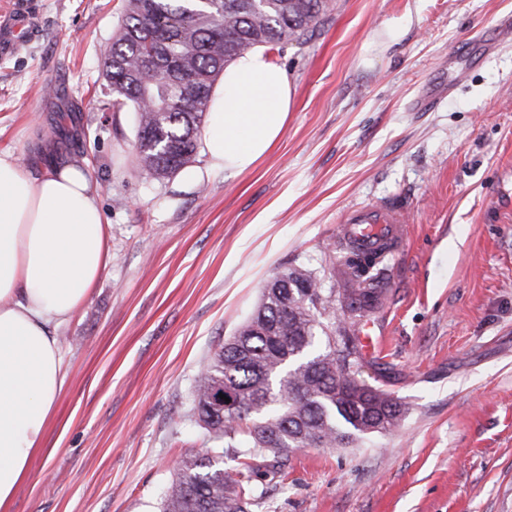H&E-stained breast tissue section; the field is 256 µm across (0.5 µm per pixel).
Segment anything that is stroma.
Returning a JSON list of instances; mask_svg holds the SVG:
<instances>
[{"instance_id": "obj_1", "label": "stroma", "mask_w": 512, "mask_h": 512, "mask_svg": "<svg viewBox=\"0 0 512 512\" xmlns=\"http://www.w3.org/2000/svg\"><path fill=\"white\" fill-rule=\"evenodd\" d=\"M41 26L0 57V151L37 170L80 151L111 229L110 262L57 334L68 368L12 512H159L204 450L193 395L219 344L284 266L343 276L344 214L397 202L409 238L386 259V344L360 377L399 428L302 448L252 512H512V0H335L275 56L294 103L241 173L204 154L163 180L137 165L138 118L110 110L104 52L123 0H35Z\"/></svg>"}]
</instances>
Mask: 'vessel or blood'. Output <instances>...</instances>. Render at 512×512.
<instances>
[{
  "mask_svg": "<svg viewBox=\"0 0 512 512\" xmlns=\"http://www.w3.org/2000/svg\"><path fill=\"white\" fill-rule=\"evenodd\" d=\"M39 24L32 0H11L9 10L0 14V56L19 54ZM340 236L365 249L381 246L389 252L399 251L406 237L404 212L390 203L349 210Z\"/></svg>",
  "mask_w": 512,
  "mask_h": 512,
  "instance_id": "b4317fda",
  "label": "vessel or blood"
}]
</instances>
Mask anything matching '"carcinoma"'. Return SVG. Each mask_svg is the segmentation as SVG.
Returning <instances> with one entry per match:
<instances>
[{
  "label": "carcinoma",
  "instance_id": "obj_1",
  "mask_svg": "<svg viewBox=\"0 0 512 512\" xmlns=\"http://www.w3.org/2000/svg\"><path fill=\"white\" fill-rule=\"evenodd\" d=\"M334 0H124L122 23L105 53L112 108L138 114L137 161L161 180L190 164L224 67L257 45H303L333 10ZM195 79L185 94L176 73ZM337 286L317 271L286 266L262 289L260 302L205 366L193 417L206 453H187L161 512H249L258 484L285 476L299 448H338L394 432L402 405L359 379L361 325L380 305V278L369 274L379 252L349 247ZM348 310L336 311V298ZM231 390L218 407L215 389ZM223 459L234 462L223 468Z\"/></svg>",
  "mask_w": 512,
  "mask_h": 512
}]
</instances>
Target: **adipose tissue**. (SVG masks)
<instances>
[{"instance_id": "1", "label": "adipose tissue", "mask_w": 512, "mask_h": 512, "mask_svg": "<svg viewBox=\"0 0 512 512\" xmlns=\"http://www.w3.org/2000/svg\"><path fill=\"white\" fill-rule=\"evenodd\" d=\"M293 88L268 48L229 63L208 106L212 167L244 171L276 143ZM35 176L0 152V512L43 444L67 379L58 327L90 297L110 260V226L89 171L43 150Z\"/></svg>"}]
</instances>
